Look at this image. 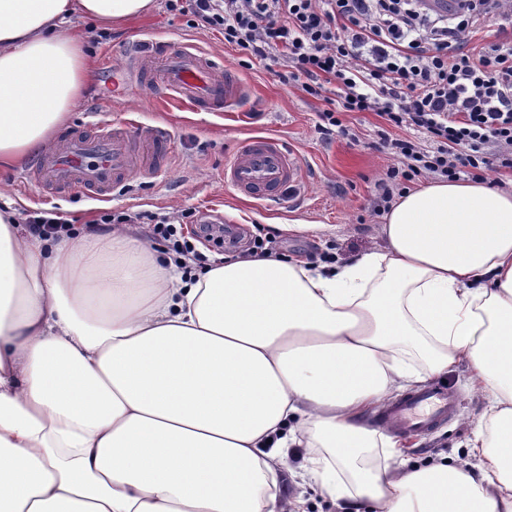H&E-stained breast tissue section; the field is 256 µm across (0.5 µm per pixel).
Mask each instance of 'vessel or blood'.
Instances as JSON below:
<instances>
[{
	"instance_id": "1",
	"label": "vessel or blood",
	"mask_w": 512,
	"mask_h": 512,
	"mask_svg": "<svg viewBox=\"0 0 512 512\" xmlns=\"http://www.w3.org/2000/svg\"><path fill=\"white\" fill-rule=\"evenodd\" d=\"M122 77L156 87L159 95L194 109L229 112L248 96L247 86L192 44L163 41L147 44L133 68ZM172 154L167 131L134 120L77 130L41 154L31 168L54 192H78L94 198L124 191L135 177L156 174ZM304 177L297 154L276 137L242 139L224 162V181L238 194L256 201L278 202ZM455 400L445 390L430 388L386 407L389 420L416 432L450 419Z\"/></svg>"
}]
</instances>
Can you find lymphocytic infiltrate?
<instances>
[{"mask_svg": "<svg viewBox=\"0 0 512 512\" xmlns=\"http://www.w3.org/2000/svg\"><path fill=\"white\" fill-rule=\"evenodd\" d=\"M167 0L192 27L222 34L248 59L278 66L281 82L326 97L327 125L358 142L347 112H372L378 148L393 164L377 183L375 214L422 177L485 179L512 172V0ZM495 39L467 48L477 26ZM148 221L151 237L179 255L194 253L173 221L148 211L106 212L104 224Z\"/></svg>", "mask_w": 512, "mask_h": 512, "instance_id": "1", "label": "lymphocytic infiltrate"}]
</instances>
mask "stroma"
<instances>
[{
  "mask_svg": "<svg viewBox=\"0 0 512 512\" xmlns=\"http://www.w3.org/2000/svg\"><path fill=\"white\" fill-rule=\"evenodd\" d=\"M75 34L83 37L95 58L91 92L81 108L72 113L69 128L86 123L109 124L132 118L165 128L175 152L168 168L155 178L134 179L126 193L97 201L86 196L51 193L41 181L27 178V166L0 170V186L12 201L18 221L28 214L47 212L84 227L100 212L150 211L174 217L191 211L237 232L235 244L200 240L196 249L206 258L243 252L257 224H308V233H284L277 240L279 252L303 261L345 263L382 247L377 233L380 216L371 211L379 178L391 166V158L375 147L383 121L371 112H349L342 120L358 134L359 144L321 134L320 114L324 100L294 85H284L255 62L240 65V53L225 45L222 34L188 28L185 17L169 12L165 0H154L153 9L138 18L102 31L78 23ZM190 42L202 51L223 58L252 89L251 97L232 112L196 111L189 106L161 100L156 90L144 85L112 88L103 74L125 66L128 52L151 41ZM282 138L299 156L307 177L299 192L280 206L240 199L224 183V161L239 138L251 135ZM433 384L451 390L458 399L455 417L431 433L404 440L411 459L443 456L464 457L483 400L467 381V368L458 365L447 374L433 377Z\"/></svg>",
  "mask_w": 512,
  "mask_h": 512,
  "instance_id": "stroma-1",
  "label": "stroma"
}]
</instances>
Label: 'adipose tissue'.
<instances>
[{
	"label": "adipose tissue",
	"mask_w": 512,
	"mask_h": 512,
	"mask_svg": "<svg viewBox=\"0 0 512 512\" xmlns=\"http://www.w3.org/2000/svg\"><path fill=\"white\" fill-rule=\"evenodd\" d=\"M153 0H0V167L89 90L71 24ZM0 210V512H512V188L435 180L343 266L277 254L197 267L143 229L41 239ZM466 364L474 469L421 465L372 427L393 394ZM288 494L292 496L302 495L308 498L307 511L308 512H336L337 509L328 500L323 499L316 495L308 486H303L292 481L288 476Z\"/></svg>",
	"instance_id": "1"
}]
</instances>
